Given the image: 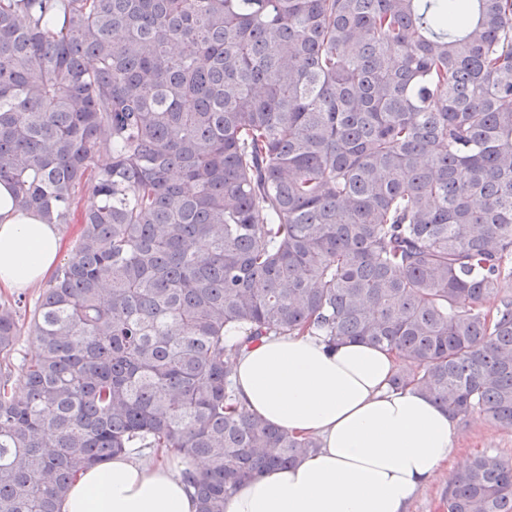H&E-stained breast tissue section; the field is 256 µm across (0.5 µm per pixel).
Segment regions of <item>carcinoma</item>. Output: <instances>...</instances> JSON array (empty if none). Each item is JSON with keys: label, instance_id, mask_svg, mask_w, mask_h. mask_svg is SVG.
Returning <instances> with one entry per match:
<instances>
[{"label": "carcinoma", "instance_id": "cac0c4a2", "mask_svg": "<svg viewBox=\"0 0 512 512\" xmlns=\"http://www.w3.org/2000/svg\"><path fill=\"white\" fill-rule=\"evenodd\" d=\"M2 178L80 229L17 366L0 304V512L129 448L224 512L319 448L238 405L232 329L386 347L512 430V0H0ZM447 512H512V460Z\"/></svg>", "mask_w": 512, "mask_h": 512}]
</instances>
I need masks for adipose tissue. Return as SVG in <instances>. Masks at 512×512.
Segmentation results:
<instances>
[{
	"mask_svg": "<svg viewBox=\"0 0 512 512\" xmlns=\"http://www.w3.org/2000/svg\"><path fill=\"white\" fill-rule=\"evenodd\" d=\"M63 250L56 225L20 208L0 180V291L46 281ZM393 353L309 334L267 336L242 347L237 401L288 433L319 440L287 468L256 475L224 512H409L454 450L456 421L423 390H393ZM170 457L136 450L81 472L62 512H197Z\"/></svg>",
	"mask_w": 512,
	"mask_h": 512,
	"instance_id": "ef3b65f1",
	"label": "adipose tissue"
}]
</instances>
